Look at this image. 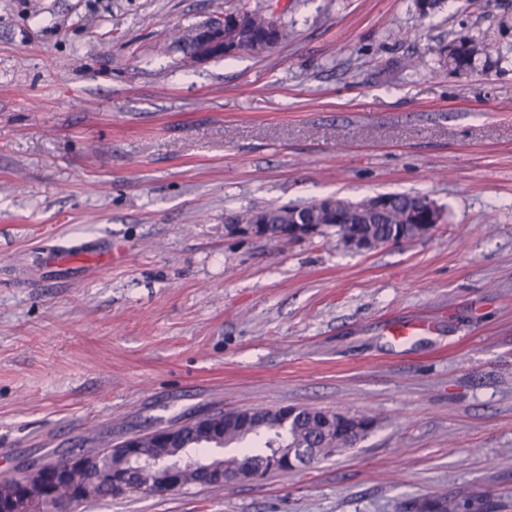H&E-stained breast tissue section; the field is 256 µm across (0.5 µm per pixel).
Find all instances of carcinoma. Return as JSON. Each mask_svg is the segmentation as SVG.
Masks as SVG:
<instances>
[{
    "instance_id": "1",
    "label": "carcinoma",
    "mask_w": 512,
    "mask_h": 512,
    "mask_svg": "<svg viewBox=\"0 0 512 512\" xmlns=\"http://www.w3.org/2000/svg\"><path fill=\"white\" fill-rule=\"evenodd\" d=\"M243 15L250 23L246 35L240 37L243 52L252 53L254 43H262L273 33L279 39L284 36L283 30L277 25L271 26L270 19L264 14L245 11ZM175 39L186 58L197 60L195 29H188L175 36ZM486 53L487 46L471 39L461 40L448 49V63L458 69H467L473 66L478 56ZM382 198L386 201L385 207L376 214L365 212L361 202L336 198L339 225L324 232V235H334L340 240L346 232L356 227L365 236L379 242L412 241L428 234V229L422 227L427 221L428 212L433 211L441 221H446L445 212L426 195L385 193ZM320 210L316 201L303 206L269 205L230 212L225 220L249 223L254 216L259 215L268 224V241L277 242L284 225L302 222L313 216L318 218ZM250 411V420L246 426L231 419L225 421L222 437L203 432L202 421L197 418L179 425L175 431L177 441L171 448H156L153 443L154 434L151 432L138 435V440L146 448L151 465L185 468L189 458L193 457L203 464L231 468L243 460L270 474L288 471V468L278 464L281 456L290 453L298 466H308L313 463L309 449H319L320 457L326 458L333 455L336 448L355 447L377 425L376 418L371 416L311 407H302L289 418L270 407H252ZM247 441L254 443L255 447L245 449L240 455L213 457L209 453L212 448H227ZM111 471L112 463L103 459L101 465L88 474L94 484L92 500L112 498Z\"/></svg>"
}]
</instances>
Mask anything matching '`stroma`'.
Returning a JSON list of instances; mask_svg holds the SVG:
<instances>
[{
	"label": "stroma",
	"instance_id": "35a3bbf8",
	"mask_svg": "<svg viewBox=\"0 0 512 512\" xmlns=\"http://www.w3.org/2000/svg\"><path fill=\"white\" fill-rule=\"evenodd\" d=\"M274 51L168 43L238 7ZM490 45L468 69L448 47ZM427 195L429 236L348 250L224 216ZM111 259L57 272L51 246ZM433 330L397 343L394 323ZM256 406L361 412L356 447L78 512H512V0H0V477ZM243 14L247 17L250 23V29L246 31V35L240 37L241 48L243 49L239 53L253 54L254 45L253 42L261 44L269 35L275 33L277 38H283L284 32L278 26H271V20L268 19L264 14L258 11H243V12H228V14Z\"/></svg>",
	"mask_w": 512,
	"mask_h": 512
}]
</instances>
